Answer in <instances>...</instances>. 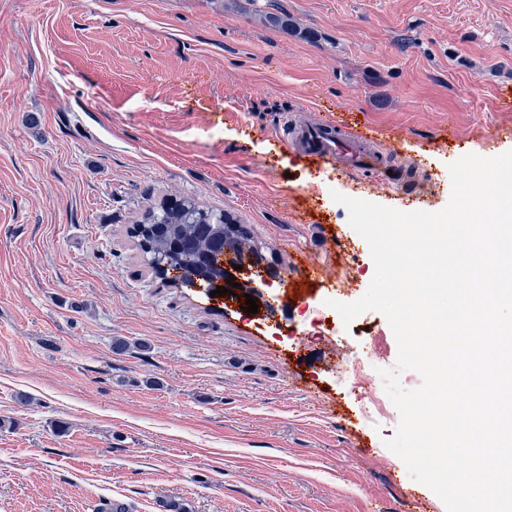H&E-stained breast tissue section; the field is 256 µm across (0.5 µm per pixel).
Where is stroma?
Segmentation results:
<instances>
[{"label":"stroma","instance_id":"stroma-1","mask_svg":"<svg viewBox=\"0 0 512 512\" xmlns=\"http://www.w3.org/2000/svg\"><path fill=\"white\" fill-rule=\"evenodd\" d=\"M507 91L512 0H0V512H446L342 374L396 361L386 318L311 320L374 275L332 191L444 208L450 162L512 150ZM309 95L403 184L285 150ZM164 196L246 225L274 315L155 273L133 226Z\"/></svg>","mask_w":512,"mask_h":512}]
</instances>
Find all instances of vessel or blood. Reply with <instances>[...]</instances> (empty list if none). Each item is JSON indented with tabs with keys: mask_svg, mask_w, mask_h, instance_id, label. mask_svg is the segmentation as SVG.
Wrapping results in <instances>:
<instances>
[{
	"mask_svg": "<svg viewBox=\"0 0 512 512\" xmlns=\"http://www.w3.org/2000/svg\"><path fill=\"white\" fill-rule=\"evenodd\" d=\"M274 133L283 148L296 154L336 166L344 173L375 171L381 187L392 182L386 164L388 150L360 129L327 119L315 123L288 119Z\"/></svg>",
	"mask_w": 512,
	"mask_h": 512,
	"instance_id": "b4317fda",
	"label": "vessel or blood"
}]
</instances>
